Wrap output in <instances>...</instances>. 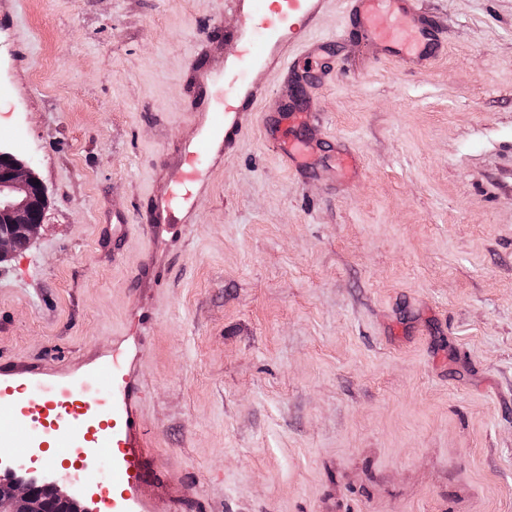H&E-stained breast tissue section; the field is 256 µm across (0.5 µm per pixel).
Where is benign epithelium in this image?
Instances as JSON below:
<instances>
[{
	"mask_svg": "<svg viewBox=\"0 0 512 512\" xmlns=\"http://www.w3.org/2000/svg\"><path fill=\"white\" fill-rule=\"evenodd\" d=\"M30 163L0 146V263L28 248L44 221L43 183ZM0 512H86L57 485L34 478H0Z\"/></svg>",
	"mask_w": 512,
	"mask_h": 512,
	"instance_id": "obj_1",
	"label": "benign epithelium"
}]
</instances>
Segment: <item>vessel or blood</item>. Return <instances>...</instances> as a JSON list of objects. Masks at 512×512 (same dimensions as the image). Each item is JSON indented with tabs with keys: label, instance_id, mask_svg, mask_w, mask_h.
I'll return each mask as SVG.
<instances>
[{
	"label": "vessel or blood",
	"instance_id": "vessel-or-blood-1",
	"mask_svg": "<svg viewBox=\"0 0 512 512\" xmlns=\"http://www.w3.org/2000/svg\"><path fill=\"white\" fill-rule=\"evenodd\" d=\"M307 0H253L261 18L257 40L241 44L238 67L255 68L263 59L267 46H281L288 40L290 22L308 24L309 15L301 7ZM364 45L379 43L395 46L403 59L420 63L435 56L441 44L433 25L417 11V0H345ZM226 76L201 74L199 90L206 103L197 113L200 126L207 133L190 147L184 148L178 161L165 165L164 174L152 196L151 219L144 231L153 244L167 240L176 226L187 225L194 200L208 185L212 168L226 148L244 136L252 122L246 102L228 97ZM112 388V408L107 414L90 412L88 424L102 427L105 434L97 445L99 454L111 457L112 474L126 481L137 480L142 458L139 447L137 417L138 387L127 369L124 350L113 349L112 370L103 376Z\"/></svg>",
	"mask_w": 512,
	"mask_h": 512
}]
</instances>
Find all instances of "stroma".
<instances>
[{
	"label": "stroma",
	"mask_w": 512,
	"mask_h": 512,
	"mask_svg": "<svg viewBox=\"0 0 512 512\" xmlns=\"http://www.w3.org/2000/svg\"><path fill=\"white\" fill-rule=\"evenodd\" d=\"M420 6L446 48L418 70L309 0L311 123L269 132L271 50L251 129L154 246L160 161L199 139L195 76L233 75L251 0H0V144L48 195L0 264V387L88 377L93 407L126 349L141 512H512V0ZM45 417L0 467L32 431L28 467L103 512L104 458L74 476Z\"/></svg>",
	"instance_id": "1"
}]
</instances>
